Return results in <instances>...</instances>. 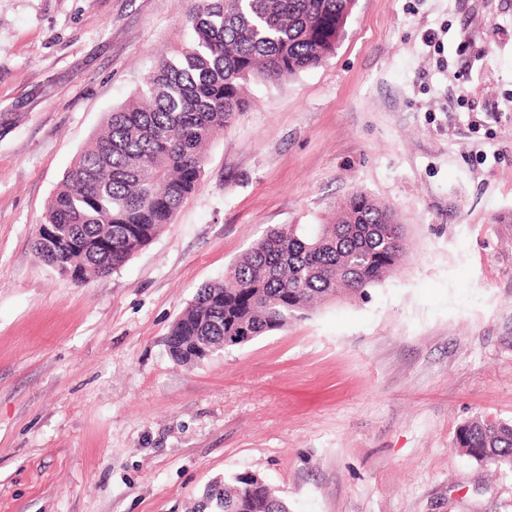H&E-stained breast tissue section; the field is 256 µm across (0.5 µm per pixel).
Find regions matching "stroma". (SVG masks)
I'll return each mask as SVG.
<instances>
[{
  "label": "stroma",
  "instance_id": "1",
  "mask_svg": "<svg viewBox=\"0 0 512 512\" xmlns=\"http://www.w3.org/2000/svg\"><path fill=\"white\" fill-rule=\"evenodd\" d=\"M194 3L0 0V512H188L244 472L290 512H512V472L453 446L512 420V0H356L325 63L248 85L171 223L76 285L36 228ZM356 191L405 225L398 274L173 362L202 285Z\"/></svg>",
  "mask_w": 512,
  "mask_h": 512
}]
</instances>
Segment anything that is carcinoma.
I'll return each instance as SVG.
<instances>
[{
    "label": "carcinoma",
    "instance_id": "cac0c4a2",
    "mask_svg": "<svg viewBox=\"0 0 512 512\" xmlns=\"http://www.w3.org/2000/svg\"><path fill=\"white\" fill-rule=\"evenodd\" d=\"M356 0H197L190 43L160 56L134 95L112 110L48 202L32 249L46 266L85 284L120 268L171 223L200 186L206 147L252 106L251 82L275 83L322 65ZM405 225L361 192L331 224L269 231L224 280L202 285L172 325L170 357L198 362L304 318L320 304L355 300L395 274ZM453 445L482 466L512 471V421L476 417ZM190 512H289L252 473L212 483Z\"/></svg>",
    "mask_w": 512,
    "mask_h": 512
}]
</instances>
